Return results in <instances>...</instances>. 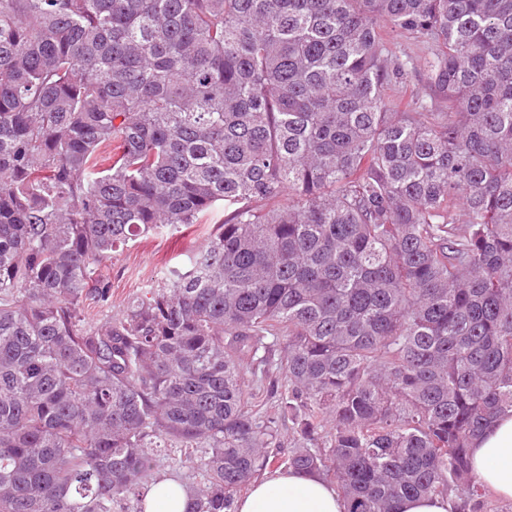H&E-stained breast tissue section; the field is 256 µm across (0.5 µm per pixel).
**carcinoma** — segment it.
I'll list each match as a JSON object with an SVG mask.
<instances>
[{"label":"carcinoma","instance_id":"1","mask_svg":"<svg viewBox=\"0 0 512 512\" xmlns=\"http://www.w3.org/2000/svg\"><path fill=\"white\" fill-rule=\"evenodd\" d=\"M428 45L420 110L386 101ZM287 205L266 209L285 192ZM227 212L118 318L99 267ZM281 465L344 512L484 490L512 410V0H0V512H236ZM170 448H184L176 456ZM277 382L278 385H280V383L282 382L281 375L277 372V370H274L273 368V370H271L270 373L268 374V377L264 378L262 384H258V386L254 387L251 385L249 387H246V393L249 402H267L266 408L268 409V411L271 412L272 414L274 412H277L276 408H274V405L276 404L274 403L275 399L271 398V396L273 395L270 394L272 385H276ZM160 474L172 475L161 467ZM169 475H162L149 487L146 495V512H187L188 494L182 483Z\"/></svg>","mask_w":512,"mask_h":512}]
</instances>
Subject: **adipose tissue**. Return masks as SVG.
Returning <instances> with one entry per match:
<instances>
[{"mask_svg": "<svg viewBox=\"0 0 512 512\" xmlns=\"http://www.w3.org/2000/svg\"><path fill=\"white\" fill-rule=\"evenodd\" d=\"M476 480L500 500L512 502V412L497 416L470 449ZM146 512H187L188 494L182 483L161 476L146 495ZM236 512H344L335 488L318 474L277 470L254 481L238 499Z\"/></svg>", "mask_w": 512, "mask_h": 512, "instance_id": "adipose-tissue-1", "label": "adipose tissue"}]
</instances>
